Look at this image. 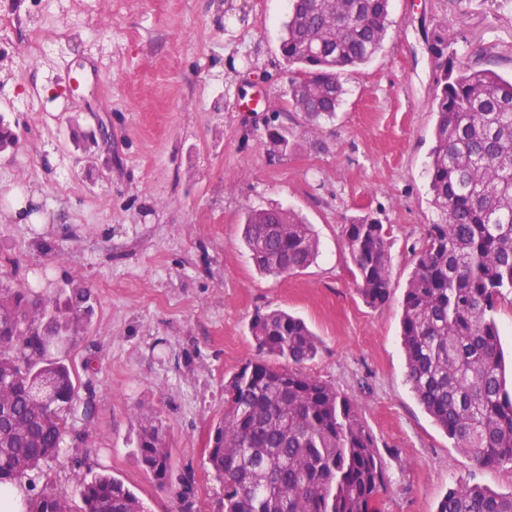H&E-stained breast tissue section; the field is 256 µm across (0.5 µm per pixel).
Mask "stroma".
Instances as JSON below:
<instances>
[{
  "mask_svg": "<svg viewBox=\"0 0 512 512\" xmlns=\"http://www.w3.org/2000/svg\"><path fill=\"white\" fill-rule=\"evenodd\" d=\"M63 12L27 16L52 39L73 11L91 9L94 36L72 35L51 57L0 44V85L35 94L42 108L0 114L18 135L0 155V210L44 202L33 224L0 223L6 258L23 287L35 269L74 276L92 290L94 315L69 353L80 396L95 415L76 424L37 489L76 499L77 474L106 470L149 512H222L224 487L206 448L224 412V382L258 352L256 312L283 309L319 342L306 373L356 398L388 482L380 512H435L459 482L512 491V464L482 467L455 448L406 381L401 344L411 249L431 223L426 166L436 117L432 33L479 69L512 75V0H391L380 53L342 76L332 119L294 113L286 149L265 129L285 104L280 42L288 0H64ZM111 73L92 77L94 52ZM65 67L71 78L51 75ZM94 112L110 136L97 168L76 164L62 113ZM68 172L69 182L59 180ZM281 206L311 225L314 262L297 274L260 273L242 239L247 210ZM370 217L390 231L388 301L357 291L343 225ZM160 417L172 448L169 487L136 455V414Z\"/></svg>",
  "mask_w": 512,
  "mask_h": 512,
  "instance_id": "stroma-1",
  "label": "stroma"
}]
</instances>
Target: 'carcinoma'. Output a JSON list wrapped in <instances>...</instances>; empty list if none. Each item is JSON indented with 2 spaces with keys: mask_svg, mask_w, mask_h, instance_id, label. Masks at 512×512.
<instances>
[{
  "mask_svg": "<svg viewBox=\"0 0 512 512\" xmlns=\"http://www.w3.org/2000/svg\"><path fill=\"white\" fill-rule=\"evenodd\" d=\"M393 25L389 0H289L280 53L289 74L284 117L311 123L335 114L342 74L371 61ZM448 34L433 35L434 145L427 167L437 219L412 250L401 317L406 380L417 400L481 467L512 463V393L506 388L499 301L512 294V78L448 58ZM244 244L261 273L290 276L317 254L310 225L279 206L245 213ZM357 291L370 306L391 292L389 230L364 218L343 225ZM64 318L35 323V307H57L49 290L0 279V485L32 484L57 458L78 419L93 415L79 395L69 350L92 316V292L65 291ZM250 333L261 358L224 383V416L207 459L224 485V512H378L386 474L357 401L303 372L318 341L299 318L256 312ZM53 381L56 397L38 399ZM140 461L167 486L171 448L163 421L137 417ZM81 505L49 492L26 512H146L142 500L106 473L77 475ZM435 512H512V491L466 482Z\"/></svg>",
  "mask_w": 512,
  "mask_h": 512,
  "instance_id": "obj_1",
  "label": "carcinoma"
}]
</instances>
